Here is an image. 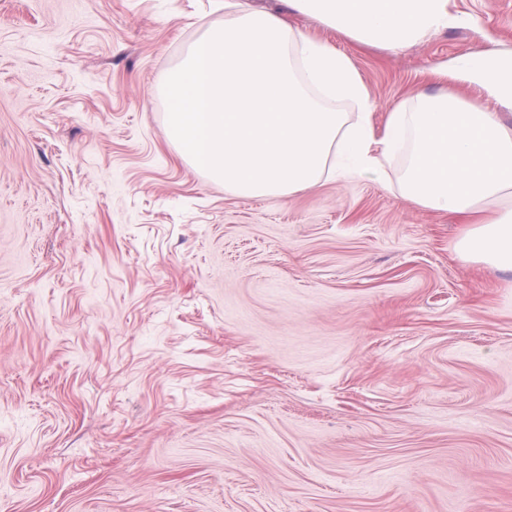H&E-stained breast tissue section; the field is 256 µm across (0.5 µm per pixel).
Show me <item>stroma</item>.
<instances>
[{"mask_svg": "<svg viewBox=\"0 0 512 512\" xmlns=\"http://www.w3.org/2000/svg\"><path fill=\"white\" fill-rule=\"evenodd\" d=\"M402 51L320 20L383 135L512 0ZM224 0H0V512H512V275L386 181L234 195L160 83ZM478 25H471V18Z\"/></svg>", "mask_w": 512, "mask_h": 512, "instance_id": "35a3bbf8", "label": "stroma"}]
</instances>
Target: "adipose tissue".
Wrapping results in <instances>:
<instances>
[{"instance_id": "ef3b65f1", "label": "adipose tissue", "mask_w": 512, "mask_h": 512, "mask_svg": "<svg viewBox=\"0 0 512 512\" xmlns=\"http://www.w3.org/2000/svg\"><path fill=\"white\" fill-rule=\"evenodd\" d=\"M359 44L417 45L458 24L448 0H287ZM451 78L481 86L512 109V54L492 46L458 58ZM162 88L179 157L215 184L250 197L287 198L326 176H384L407 141L401 195L464 230L456 258L512 274V121L478 101L416 94L396 103L383 137L369 113L349 122L326 100L366 103L351 58L280 15L245 9L213 22Z\"/></svg>"}]
</instances>
